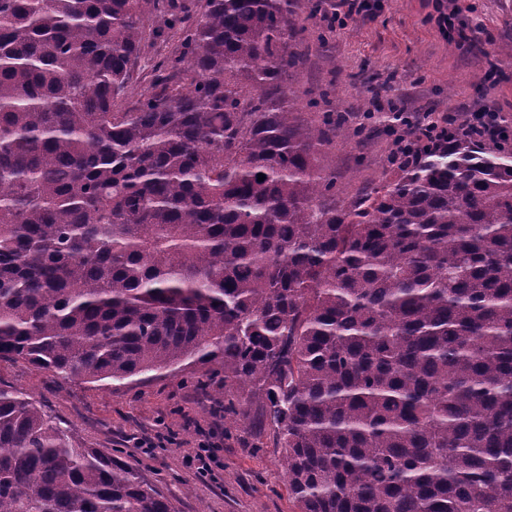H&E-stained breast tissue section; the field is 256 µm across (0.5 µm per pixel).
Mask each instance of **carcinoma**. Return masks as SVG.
Segmentation results:
<instances>
[{"label": "carcinoma", "instance_id": "obj_1", "mask_svg": "<svg viewBox=\"0 0 512 512\" xmlns=\"http://www.w3.org/2000/svg\"><path fill=\"white\" fill-rule=\"evenodd\" d=\"M298 9L0 0V362L199 366L299 512H512V151L462 134L340 197L336 112L281 83ZM148 38L178 56L122 110ZM0 512L171 507L0 388Z\"/></svg>", "mask_w": 512, "mask_h": 512}]
</instances>
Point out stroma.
I'll return each instance as SVG.
<instances>
[{
	"mask_svg": "<svg viewBox=\"0 0 512 512\" xmlns=\"http://www.w3.org/2000/svg\"><path fill=\"white\" fill-rule=\"evenodd\" d=\"M369 2L370 9L330 25L322 16L336 0H321L317 13L305 16L294 45L306 66L283 77L302 91L335 86L324 107L347 117L327 153L345 198L383 177L398 126L394 113L432 112L462 121L488 105L512 124V0ZM443 12L451 18L445 30L438 24ZM368 112L375 121L365 142L354 130ZM196 374L191 367L105 387L0 362V387L28 395L83 445L118 450L175 512H298L272 430L225 429L223 390L202 398ZM211 433L221 439V467L202 478L187 460ZM140 438L154 441V448L136 447Z\"/></svg>",
	"mask_w": 512,
	"mask_h": 512,
	"instance_id": "obj_1",
	"label": "stroma"
}]
</instances>
